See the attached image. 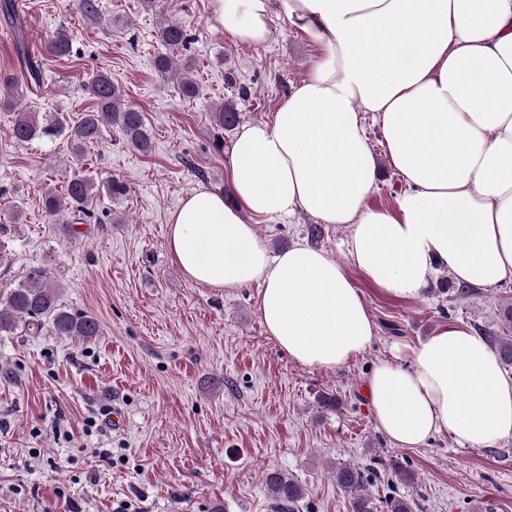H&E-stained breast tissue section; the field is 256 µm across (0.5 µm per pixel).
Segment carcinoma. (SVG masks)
I'll list each match as a JSON object with an SVG mask.
<instances>
[{
    "label": "carcinoma",
    "instance_id": "cac0c4a2",
    "mask_svg": "<svg viewBox=\"0 0 512 512\" xmlns=\"http://www.w3.org/2000/svg\"><path fill=\"white\" fill-rule=\"evenodd\" d=\"M75 9L88 21L100 19L99 0H74ZM0 15L13 25L15 31L14 52L23 69L26 87L38 91L42 87V66L32 58L26 32L20 16L15 10L14 0H0ZM159 40L171 51L179 52L187 46L189 35L179 22L165 21L157 31ZM72 38L62 29L46 46L48 55L61 58L70 55ZM93 99L90 110L81 113L76 121L65 116L50 114L39 118L35 112L22 110L17 113L12 127V136L20 142L58 140L66 142L74 157L84 154L101 138L108 126H117L125 136L129 147L148 153L152 141L144 115L127 105L120 89L106 74L96 75L88 85ZM238 123V112L231 104H222L213 112V124L220 131H229ZM99 192L96 182L90 177L73 174L57 190H46L42 200L45 211L51 215H72V222L90 215L88 207ZM49 324L58 336L87 340L99 334L97 319L87 313H72L59 302L58 289L51 286L49 274L41 269H33L27 279L16 288L0 292V333H11L20 325L41 327ZM484 337L498 351L501 362L512 365V336H500L492 331H484ZM336 485L351 500L353 512H413V502L404 497H389L378 507L375 499L367 491V476L363 468L350 464L336 466L333 471ZM268 496L275 512H294L297 503L304 497L305 488L281 471H267L264 474Z\"/></svg>",
    "mask_w": 512,
    "mask_h": 512
}]
</instances>
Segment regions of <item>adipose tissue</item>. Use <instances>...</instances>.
I'll return each instance as SVG.
<instances>
[{"label": "adipose tissue", "mask_w": 512, "mask_h": 512, "mask_svg": "<svg viewBox=\"0 0 512 512\" xmlns=\"http://www.w3.org/2000/svg\"><path fill=\"white\" fill-rule=\"evenodd\" d=\"M225 34L259 45L274 15L322 47L273 122L243 125L230 152L236 204L199 188L169 219L168 247L208 288L261 286L262 321L308 368L347 364L376 325L343 267L297 245L270 255L248 215L303 211L349 224L352 262L395 298L425 297L439 267L458 283L512 279V0H210ZM378 123L407 187L369 206L377 166L365 134ZM377 429L398 448L452 433L472 448L512 435V377L480 335L440 326L408 365L367 381Z\"/></svg>", "instance_id": "obj_1"}]
</instances>
